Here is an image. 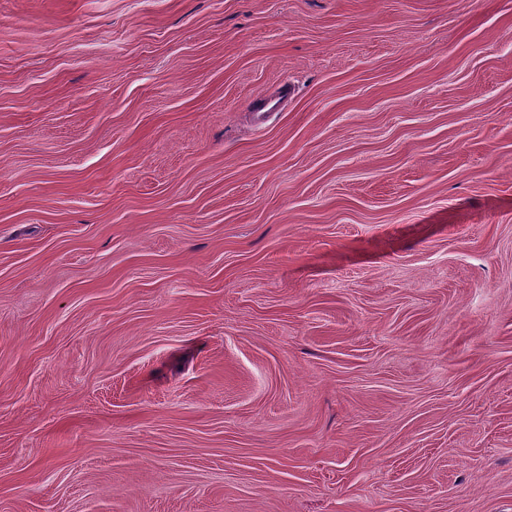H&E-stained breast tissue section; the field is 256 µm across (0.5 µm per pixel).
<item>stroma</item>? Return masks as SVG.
<instances>
[{
    "instance_id": "obj_1",
    "label": "stroma",
    "mask_w": 512,
    "mask_h": 512,
    "mask_svg": "<svg viewBox=\"0 0 512 512\" xmlns=\"http://www.w3.org/2000/svg\"><path fill=\"white\" fill-rule=\"evenodd\" d=\"M0 512H512V0H0Z\"/></svg>"
}]
</instances>
